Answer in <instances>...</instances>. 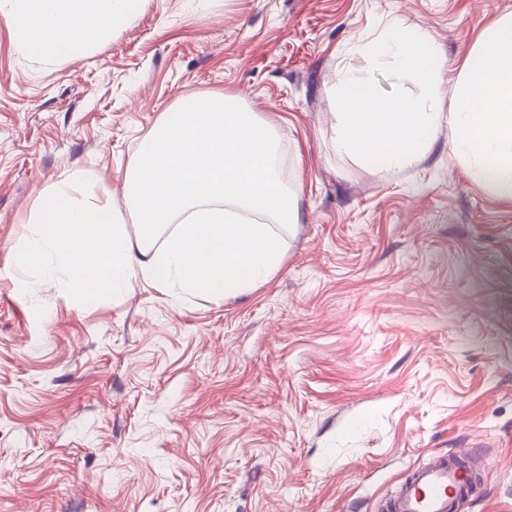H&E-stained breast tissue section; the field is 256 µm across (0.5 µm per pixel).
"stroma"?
<instances>
[{
    "label": "stroma",
    "instance_id": "stroma-1",
    "mask_svg": "<svg viewBox=\"0 0 512 512\" xmlns=\"http://www.w3.org/2000/svg\"><path fill=\"white\" fill-rule=\"evenodd\" d=\"M512 0H141L69 58L0 20V512H384L447 452L459 512H512V202L447 124L376 173L337 157L333 89L395 17L445 60L442 113ZM190 93L271 124L298 217L266 282L219 301L138 279L82 305L16 269L37 193L89 169L124 210L131 158Z\"/></svg>",
    "mask_w": 512,
    "mask_h": 512
}]
</instances>
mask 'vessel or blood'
<instances>
[{
  "mask_svg": "<svg viewBox=\"0 0 512 512\" xmlns=\"http://www.w3.org/2000/svg\"><path fill=\"white\" fill-rule=\"evenodd\" d=\"M470 481L457 460L443 453L415 467L386 501V512H448L454 495Z\"/></svg>",
  "mask_w": 512,
  "mask_h": 512,
  "instance_id": "obj_1",
  "label": "vessel or blood"
}]
</instances>
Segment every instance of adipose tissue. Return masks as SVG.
I'll use <instances>...</instances> for the list:
<instances>
[{
    "label": "adipose tissue",
    "instance_id": "obj_1",
    "mask_svg": "<svg viewBox=\"0 0 512 512\" xmlns=\"http://www.w3.org/2000/svg\"><path fill=\"white\" fill-rule=\"evenodd\" d=\"M140 0H0V17L35 59L53 60L120 29ZM448 121L454 151L480 185L512 201V15L494 20L467 56Z\"/></svg>",
    "mask_w": 512,
    "mask_h": 512
}]
</instances>
